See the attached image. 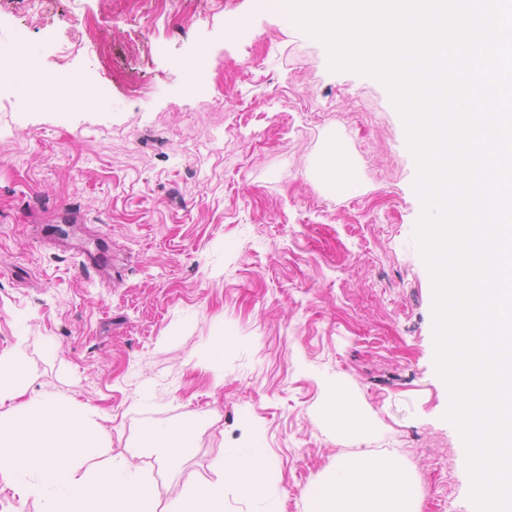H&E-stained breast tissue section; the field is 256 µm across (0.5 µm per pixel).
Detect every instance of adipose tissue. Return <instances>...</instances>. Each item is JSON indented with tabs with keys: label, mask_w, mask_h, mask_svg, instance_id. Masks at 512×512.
I'll return each mask as SVG.
<instances>
[{
	"label": "adipose tissue",
	"mask_w": 512,
	"mask_h": 512,
	"mask_svg": "<svg viewBox=\"0 0 512 512\" xmlns=\"http://www.w3.org/2000/svg\"><path fill=\"white\" fill-rule=\"evenodd\" d=\"M11 403L13 421H0V474L15 496L40 512H152L155 486L130 459L108 455L105 415L86 404L71 408L27 393L23 367L0 376V405ZM195 432L185 422L149 425L146 443L168 460L191 448ZM219 479L186 482L169 512H224L232 488L251 512H281V490L268 475L266 457L231 448L218 462ZM412 482L398 461L358 457L337 464L310 496L309 512H413Z\"/></svg>",
	"instance_id": "adipose-tissue-1"
}]
</instances>
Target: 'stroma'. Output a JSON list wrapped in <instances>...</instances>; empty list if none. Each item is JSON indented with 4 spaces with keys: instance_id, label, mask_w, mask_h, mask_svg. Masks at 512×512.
<instances>
[{
    "instance_id": "obj_1",
    "label": "stroma",
    "mask_w": 512,
    "mask_h": 512,
    "mask_svg": "<svg viewBox=\"0 0 512 512\" xmlns=\"http://www.w3.org/2000/svg\"><path fill=\"white\" fill-rule=\"evenodd\" d=\"M27 8L0 0V19L39 49L44 81L91 72L105 102L33 109L19 85L0 106V366L22 352L29 394L109 415L110 452L154 478L156 512L255 445L283 512H308L361 451L405 467L417 512H472L419 169L387 86L331 69L263 0H49L36 25ZM199 52L200 77L171 64ZM243 121L260 134L247 145ZM219 131L223 152L191 157ZM220 332L243 345L215 368ZM330 383L372 438L322 427ZM151 421L195 424L177 467L142 447Z\"/></svg>"
}]
</instances>
